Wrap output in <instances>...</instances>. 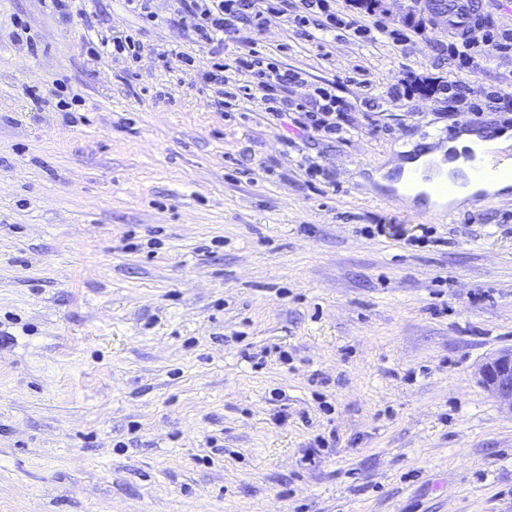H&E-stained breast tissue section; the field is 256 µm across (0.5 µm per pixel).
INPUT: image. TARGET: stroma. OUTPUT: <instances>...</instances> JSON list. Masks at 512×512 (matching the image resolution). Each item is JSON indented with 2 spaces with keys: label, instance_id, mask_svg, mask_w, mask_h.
<instances>
[{
  "label": "stroma",
  "instance_id": "stroma-1",
  "mask_svg": "<svg viewBox=\"0 0 512 512\" xmlns=\"http://www.w3.org/2000/svg\"><path fill=\"white\" fill-rule=\"evenodd\" d=\"M83 17L0 0V512H512V414L477 383L512 347V198L436 219L375 173L511 112L448 113V19L408 44L312 40L269 16L224 40L334 84L350 131L218 107L207 49L154 0ZM86 14V15H87ZM191 64L158 66L160 52ZM471 99L512 58L462 74ZM79 90L80 120L56 109Z\"/></svg>",
  "mask_w": 512,
  "mask_h": 512
}]
</instances>
